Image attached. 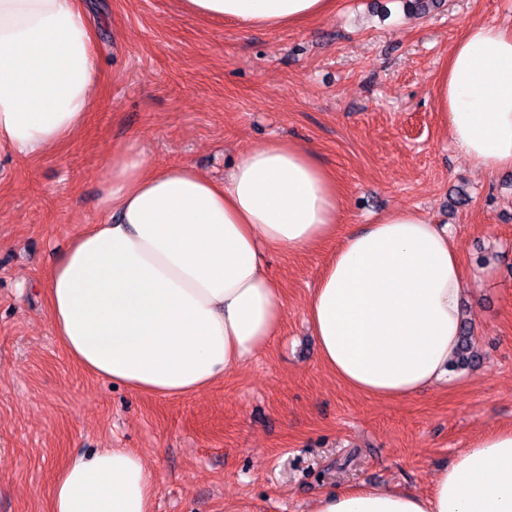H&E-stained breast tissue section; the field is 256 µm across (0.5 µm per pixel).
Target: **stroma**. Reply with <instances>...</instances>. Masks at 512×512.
Wrapping results in <instances>:
<instances>
[{"mask_svg": "<svg viewBox=\"0 0 512 512\" xmlns=\"http://www.w3.org/2000/svg\"><path fill=\"white\" fill-rule=\"evenodd\" d=\"M101 69L71 142L0 158V512H48L62 466L126 448L154 469V512H309L367 484L428 493L478 436L512 426V171L473 168L448 140L433 94L470 24L512 26V0H445L411 17L401 0H339L300 26L243 30L176 0H96ZM137 140L163 168L220 179L276 139L311 145L344 193L340 232L405 208L450 225L481 365L452 387L380 402L320 364L306 305L332 248L268 253L282 292L279 337L206 390L168 399L112 386L72 361L44 298L48 266L98 223L114 145ZM466 205H454L458 194Z\"/></svg>", "mask_w": 512, "mask_h": 512, "instance_id": "stroma-1", "label": "stroma"}]
</instances>
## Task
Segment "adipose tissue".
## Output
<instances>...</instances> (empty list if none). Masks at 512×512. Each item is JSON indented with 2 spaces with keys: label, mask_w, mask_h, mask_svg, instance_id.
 I'll use <instances>...</instances> for the list:
<instances>
[{
  "label": "adipose tissue",
  "mask_w": 512,
  "mask_h": 512,
  "mask_svg": "<svg viewBox=\"0 0 512 512\" xmlns=\"http://www.w3.org/2000/svg\"><path fill=\"white\" fill-rule=\"evenodd\" d=\"M177 2L246 29L336 9V0ZM99 69L82 0H0V155L30 156L77 135ZM434 95L450 142L475 169L512 170V27H466ZM100 206L101 223L75 234L45 276L54 334L95 376L168 398L209 388L280 332L266 253L333 238L306 309L325 369L381 402L450 383L467 286L454 234L395 210L337 236L342 193L311 146L270 141L215 180L187 163L154 168L130 141L103 163ZM157 492L142 456L101 448L67 461L49 512H152ZM312 512H512V428L457 452L428 495L360 485L320 496Z\"/></svg>",
  "instance_id": "obj_1"
}]
</instances>
